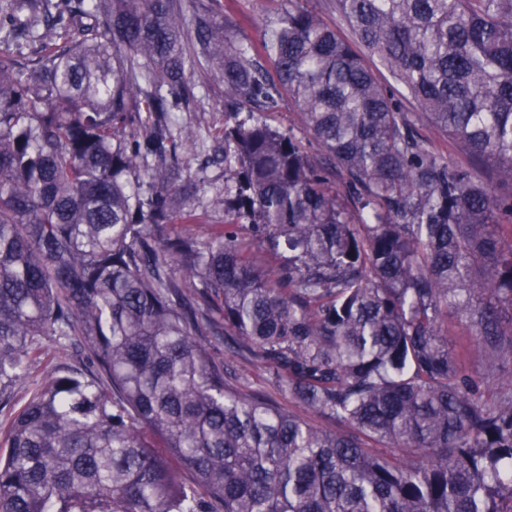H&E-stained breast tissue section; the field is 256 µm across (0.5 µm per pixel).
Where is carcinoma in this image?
I'll use <instances>...</instances> for the list:
<instances>
[{
  "instance_id": "carcinoma-1",
  "label": "carcinoma",
  "mask_w": 512,
  "mask_h": 512,
  "mask_svg": "<svg viewBox=\"0 0 512 512\" xmlns=\"http://www.w3.org/2000/svg\"><path fill=\"white\" fill-rule=\"evenodd\" d=\"M274 2L257 46L223 0H0V512H512V0H333L417 112ZM205 64L224 223L200 241L167 226L196 221L171 124ZM285 97L320 155L267 122ZM48 338L91 366L21 401ZM448 343L450 346L460 349L469 347L471 352L466 362L467 369L476 370L480 368V357L476 348L472 346L466 331L456 321L452 320L448 325ZM248 386L255 393L263 395L265 398L274 401L286 409L293 410L305 420L316 426L336 428V424L331 421H328L311 411L299 408L295 403L288 401V396L282 394L276 388L271 375L266 371L258 369L251 370L248 374Z\"/></svg>"
}]
</instances>
